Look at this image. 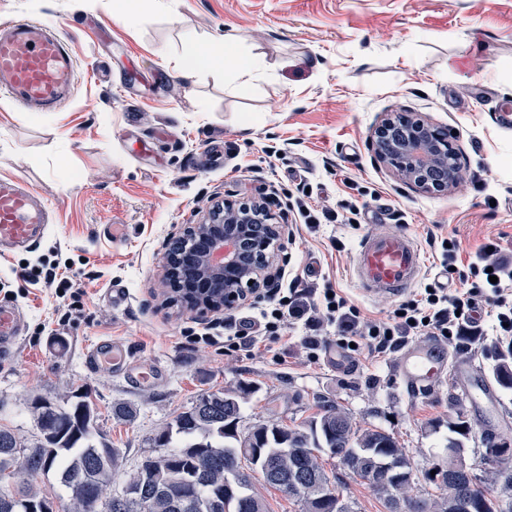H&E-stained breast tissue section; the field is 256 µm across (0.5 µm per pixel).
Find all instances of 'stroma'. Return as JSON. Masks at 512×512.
Masks as SVG:
<instances>
[{"label": "stroma", "instance_id": "obj_1", "mask_svg": "<svg viewBox=\"0 0 512 512\" xmlns=\"http://www.w3.org/2000/svg\"><path fill=\"white\" fill-rule=\"evenodd\" d=\"M26 17L66 38L77 59V90L60 111H21L0 95V177L28 182L56 222L33 248L0 257V301L22 307L26 330L0 358V425L25 446L39 431L30 404L70 403L88 392L100 440L124 452L111 494L122 492L152 439L205 391L245 382L240 432L270 422L295 428L333 405L355 426L389 432L404 448L422 493L446 467L448 424L464 416L473 463L485 428L512 444V388L500 390L490 423L471 412L450 382L406 392L397 353L348 354L349 371L310 361L302 325L287 329L284 364L255 348L225 355L223 344L189 350L187 335L212 328L204 317L164 306L160 280L171 236L220 205L225 194L274 198L288 227L279 286L331 285L369 319L396 300L361 293L349 276L360 236L376 229L411 232L425 254V282L440 269L442 239L459 244V268L496 245L512 253V0H173L170 10L140 0L136 19L113 16L109 0H0V19ZM238 51L264 69L241 84L233 68L184 79L173 66L194 44L228 31ZM411 111L448 127L462 152L454 190L415 191L379 162L373 131L387 114ZM360 210L347 223L344 202ZM305 203L320 224H305ZM47 260L73 285L57 295L20 277L25 263ZM124 292L110 302V288ZM102 338L122 340L131 359L162 369L157 383L134 386L83 354ZM136 408L133 421L112 406ZM353 512H386L366 480L323 456Z\"/></svg>", "mask_w": 512, "mask_h": 512}]
</instances>
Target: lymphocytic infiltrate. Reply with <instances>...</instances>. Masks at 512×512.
I'll return each instance as SVG.
<instances>
[{
    "label": "lymphocytic infiltrate",
    "instance_id": "1",
    "mask_svg": "<svg viewBox=\"0 0 512 512\" xmlns=\"http://www.w3.org/2000/svg\"><path fill=\"white\" fill-rule=\"evenodd\" d=\"M457 251L456 240H442L443 270L457 272L463 284L462 291L456 294L429 285L421 295L402 301L386 319L369 320L343 296L320 294L316 289L300 287L294 281L290 283L287 295L282 296L272 310L262 311L261 337L250 336L242 322L228 318L224 348L226 352L236 353L251 350L261 339L278 343L284 326L299 321L304 322L308 330L303 346L313 359L331 344L322 334L328 326L336 331L334 344L338 347L363 345L379 354L397 351L410 337L418 335L476 342L484 330L475 312L477 306L484 303L492 309V329L499 344L511 349L512 262L494 257L488 249L470 262L467 270L459 272L455 269Z\"/></svg>",
    "mask_w": 512,
    "mask_h": 512
}]
</instances>
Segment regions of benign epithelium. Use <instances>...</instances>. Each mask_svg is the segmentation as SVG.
Wrapping results in <instances>:
<instances>
[{"mask_svg":"<svg viewBox=\"0 0 512 512\" xmlns=\"http://www.w3.org/2000/svg\"><path fill=\"white\" fill-rule=\"evenodd\" d=\"M375 155L407 184L424 192H448L463 176L459 150L448 128L435 126L412 112L397 113L382 121L372 135ZM192 235L193 245L166 253L164 303L177 304L195 315L219 313L276 287L281 275L278 261L285 225L273 223L263 199L224 200V208L207 220L186 225L177 240ZM252 475L266 481L278 475L272 461L249 455ZM379 485L410 482L414 471L397 462L374 467ZM448 480L472 479L475 467L466 449H448ZM16 475L0 473V498L10 499Z\"/></svg>","mask_w":512,"mask_h":512,"instance_id":"1","label":"benign epithelium"}]
</instances>
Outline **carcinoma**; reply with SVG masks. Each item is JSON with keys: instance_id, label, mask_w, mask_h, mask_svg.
Masks as SVG:
<instances>
[{"instance_id": "obj_1", "label": "carcinoma", "mask_w": 512, "mask_h": 512, "mask_svg": "<svg viewBox=\"0 0 512 512\" xmlns=\"http://www.w3.org/2000/svg\"><path fill=\"white\" fill-rule=\"evenodd\" d=\"M496 381L512 388V350L497 355ZM251 389L241 384L234 389L205 391L193 405L179 413L153 437L157 455L151 457L146 477L141 479L150 499L148 512H265L263 501L252 491L251 477L236 470V463L252 448L276 460L285 473L301 467L311 479L303 494H293L283 485L272 486L295 499L301 512H321V496L331 485L321 461L322 449L355 474H364L370 461L361 455L365 449L378 450L410 463L395 438L381 429L360 431L349 415L327 406L301 427L288 429L278 424H258L243 434L238 431L241 405ZM40 432V443L32 448L21 444L13 429L0 427V471L13 469L21 475L15 499L0 501V512H51L52 502L35 487L37 477L54 472L57 483L70 491L73 512H94L120 467L122 450L99 441L94 427L95 411L87 394L73 395L66 407L49 401L33 410ZM452 436L448 447L461 448L468 439L467 421L448 423ZM178 443L180 453L168 448ZM179 474L181 482L167 481ZM430 481L436 478L428 477ZM438 482V481H436ZM440 494L423 500V512H453L451 504L462 496L460 487L438 482ZM410 483H399L374 491L390 503L398 497L411 504ZM489 494L512 501V476L497 469L478 479L470 495Z\"/></svg>"}]
</instances>
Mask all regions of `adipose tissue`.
<instances>
[{"mask_svg": "<svg viewBox=\"0 0 512 512\" xmlns=\"http://www.w3.org/2000/svg\"><path fill=\"white\" fill-rule=\"evenodd\" d=\"M240 39L233 34L199 44L180 63V72L193 75L206 68L231 66L243 82H251L261 72L263 64L255 58L243 59L235 55L234 50Z\"/></svg>", "mask_w": 512, "mask_h": 512, "instance_id": "obj_1", "label": "adipose tissue"}]
</instances>
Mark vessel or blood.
I'll return each mask as SVG.
<instances>
[{"label": "vessel or blood", "mask_w": 512, "mask_h": 512, "mask_svg": "<svg viewBox=\"0 0 512 512\" xmlns=\"http://www.w3.org/2000/svg\"><path fill=\"white\" fill-rule=\"evenodd\" d=\"M77 76L76 58L61 35L28 18L0 22V94L24 111L52 113L72 98ZM50 213L29 184L0 179V254L32 248L43 236ZM350 277L367 295L401 297L425 274L421 248L404 230L365 234L354 250ZM26 316L17 305L0 302V351L23 336ZM89 368L108 366L114 373L144 384L152 381L156 367L132 368L126 344L103 339L84 353ZM448 370V353L434 341L414 343L402 350L396 371L403 386L426 394ZM457 382L472 411L487 412L499 405L497 390L479 366L460 365Z\"/></svg>", "instance_id": "b4317fda"}]
</instances>
